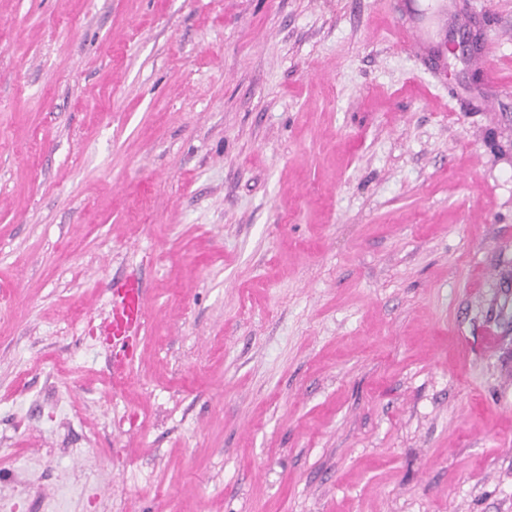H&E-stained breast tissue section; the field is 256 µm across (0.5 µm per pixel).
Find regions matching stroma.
I'll return each instance as SVG.
<instances>
[{"mask_svg":"<svg viewBox=\"0 0 512 512\" xmlns=\"http://www.w3.org/2000/svg\"><path fill=\"white\" fill-rule=\"evenodd\" d=\"M420 7L477 56L378 0H0V512H512V0ZM392 11L395 15V28L393 30V36L395 41L400 45H406L413 41H419L423 37L422 28L419 23L411 21L409 23H403L401 21L400 9L398 7V1H388ZM145 307V291L139 279L130 276L112 285V315L105 332L112 336V364L115 366L122 364L136 348Z\"/></svg>","mask_w":512,"mask_h":512,"instance_id":"1","label":"stroma"}]
</instances>
